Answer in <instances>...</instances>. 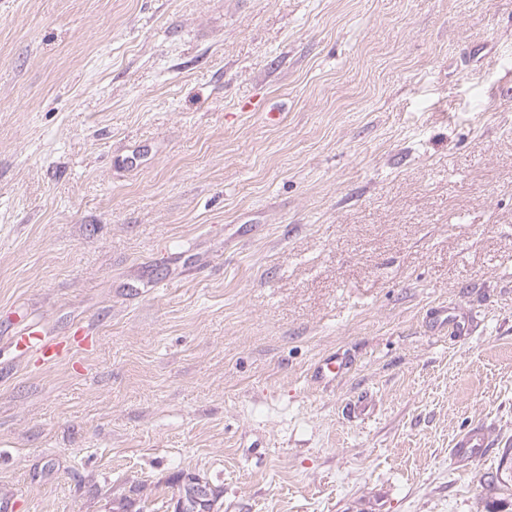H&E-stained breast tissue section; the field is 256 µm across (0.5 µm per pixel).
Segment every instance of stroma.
<instances>
[{
  "mask_svg": "<svg viewBox=\"0 0 512 512\" xmlns=\"http://www.w3.org/2000/svg\"><path fill=\"white\" fill-rule=\"evenodd\" d=\"M511 442L512 0H0L17 512H512ZM429 324L433 329H444L451 336H467L469 328L463 316L449 313L447 307H435L430 312ZM14 347L20 355L36 352L46 362L57 361L67 354L61 342L44 337L42 331L34 326H27L15 333ZM347 362L336 356V351L319 357L309 368L310 379L319 386L336 383V379L344 372ZM490 430L478 423L453 442L452 452L456 457L476 459L481 457L490 446ZM191 483H195L193 485H189L184 489V495L179 498V509L182 503V500L186 502L187 508L185 510H179L181 512H198L197 508H208L211 505L213 499L218 496V493L215 489L210 487V485L206 482L203 484L198 479L195 481H190ZM211 497V498H210Z\"/></svg>",
  "mask_w": 512,
  "mask_h": 512,
  "instance_id": "35a3bbf8",
  "label": "stroma"
}]
</instances>
